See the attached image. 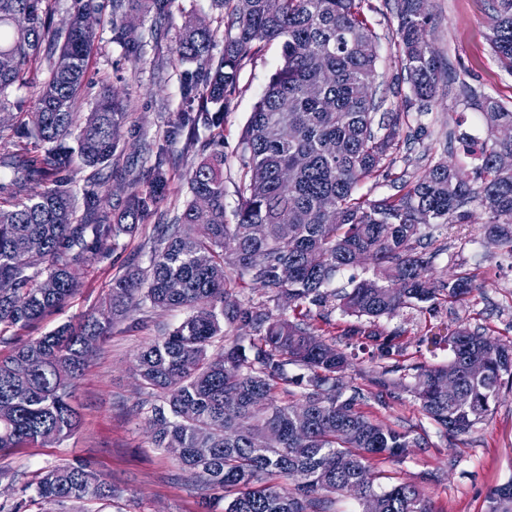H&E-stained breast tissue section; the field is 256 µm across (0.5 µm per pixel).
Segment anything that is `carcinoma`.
Returning <instances> with one entry per match:
<instances>
[{"label": "carcinoma", "mask_w": 512, "mask_h": 512, "mask_svg": "<svg viewBox=\"0 0 512 512\" xmlns=\"http://www.w3.org/2000/svg\"><path fill=\"white\" fill-rule=\"evenodd\" d=\"M429 2H396L403 80L427 110L456 80H442L440 56L427 38ZM77 3L69 23L57 28L46 0H0V96L17 86L32 99V111L13 116L12 134H0V327H31L61 306L76 290L73 264L113 249L134 229L102 216L72 223V200L59 185L71 164L61 141L72 128L80 127L82 163L110 170L125 117L110 88L87 115L76 112L94 40L87 19L95 11L93 0ZM222 3L227 35L218 62L213 35L199 19L182 25L175 47L177 63L197 64L182 92L201 105L209 127L222 128L224 111L208 105L226 100L261 44L276 41L281 49L241 135L235 223L226 222L224 157L211 154L188 173L190 201L172 223L154 225L148 269L132 264L112 281L99 313L26 341L0 360V451L54 442L78 429L75 383L114 320L135 309L182 308L186 317L138 352L135 369L147 394L158 398L148 417L156 447L221 494L224 512H328L329 496L340 492L353 493L363 512H435L414 484L377 492L368 481L369 458L401 457L418 439L359 411L363 392L343 397L336 373L348 365L346 353L320 337L309 314L275 315L264 302L238 299L231 275L264 288L282 308H325L337 300L345 314L366 318L354 334L367 338L380 335L376 319L406 305L433 310L443 297L459 299L471 292L472 278L428 277V260L418 251L421 226L483 224L490 241L512 249V167L499 164L500 156L512 155V137L483 149L477 186L439 161L404 193L366 200L358 185L379 175L398 131L393 120L374 124L382 107L375 93L380 74L365 0ZM488 10L491 48L512 73V0H488ZM112 42L136 61L144 57L143 33L118 16ZM42 53L52 65L38 82L30 71ZM459 90L490 129L512 127V109L463 83ZM29 139L47 145L44 153L29 152ZM148 177L149 191L128 198L127 216L150 215L166 195L163 150ZM33 183L44 191L29 194ZM476 200L477 215L468 209ZM284 224L292 225L288 238ZM358 253L372 261L375 276L339 297L325 292ZM283 266L290 269L286 280L279 277ZM218 338L223 352L212 357L208 349ZM447 341L451 359L417 367L413 393L438 432L455 437L485 421L504 381L512 382V344L494 343L463 324ZM473 359L483 361V372L468 370ZM290 366L302 373L288 375ZM450 371L458 381L454 397L442 388ZM21 493L11 507L0 504V512L120 495L85 463L48 466ZM489 512H512V480L490 493Z\"/></svg>", "instance_id": "1"}]
</instances>
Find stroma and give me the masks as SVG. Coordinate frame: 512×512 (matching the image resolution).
I'll return each mask as SVG.
<instances>
[{"mask_svg": "<svg viewBox=\"0 0 512 512\" xmlns=\"http://www.w3.org/2000/svg\"><path fill=\"white\" fill-rule=\"evenodd\" d=\"M98 2L101 9L93 18L91 67L77 109L92 111L106 87L114 89L126 105L119 132V168L101 188L98 209L117 218L128 196L146 192L144 173L161 148L170 159L169 188L158 201L155 215L138 221L117 248L87 255L76 265L77 289L60 309L37 326L10 328L0 336V359L9 356L18 343L97 312L113 280L131 263H146L158 213L173 216L184 207L190 198L185 174L210 153L224 155V204L227 210L235 209L242 171L240 137L280 61V46L274 41L262 44L243 65L221 132L202 124L186 125L184 113L196 112L197 106L185 99L181 87L182 74L192 70V63L176 67L170 63L179 28L185 19L205 17L213 32L212 55L221 58L227 34L225 8L218 0H172L171 24L158 26L146 12L144 0H123V12L155 35L144 60L137 63L112 41V0ZM368 4V20L377 36L378 94L385 99V109L400 115V142L386 171L361 183L359 193L371 199L395 194L400 180L418 181L429 166L441 160L478 182L480 163L471 144L460 139L475 120V110L453 87L431 111H419L408 98L407 84L396 81L400 65L394 48V0H368ZM431 5L430 39L439 56L451 64L461 81L511 109L512 73L502 69L492 53L487 0H431ZM484 232L483 225L470 223L426 227L423 245L430 277L451 279L466 274L473 278V291L433 311L403 308L378 321V330L394 339L399 349L395 361L401 367L402 389L382 395L371 384L372 371L383 361L378 342L352 335L356 317L337 308L311 310L324 339L350 358L349 367L338 376L344 394L361 389L364 414L383 426L424 439L422 447L408 449L404 457L368 460L375 489L400 482L416 484L437 512H486L489 492L512 479V387H502L489 419L453 438L436 433L410 391L414 367L448 362L451 350L446 336L458 325L478 329L501 342L512 341V250L486 247ZM184 316L181 309L135 310L113 326L76 386L75 402L82 415L79 430L52 444L30 443L0 452V470L6 473L0 479V503L20 499L22 485L36 482L45 466L84 459L123 491L118 499L85 504V512H203L195 475L181 470L155 446L148 418L138 410L147 395L136 375L135 356Z\"/></svg>", "mask_w": 512, "mask_h": 512, "instance_id": "obj_1", "label": "stroma"}]
</instances>
